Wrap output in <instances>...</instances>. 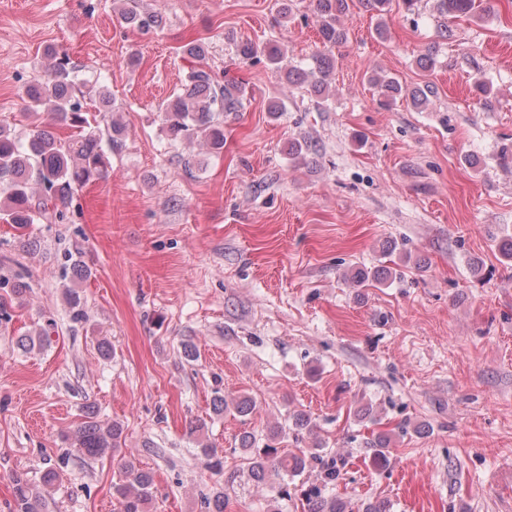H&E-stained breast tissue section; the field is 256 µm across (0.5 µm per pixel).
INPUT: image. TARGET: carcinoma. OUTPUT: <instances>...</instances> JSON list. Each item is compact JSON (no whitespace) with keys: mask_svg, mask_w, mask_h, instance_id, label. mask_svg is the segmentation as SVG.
Segmentation results:
<instances>
[{"mask_svg":"<svg viewBox=\"0 0 512 512\" xmlns=\"http://www.w3.org/2000/svg\"><path fill=\"white\" fill-rule=\"evenodd\" d=\"M393 0H315L314 11L317 27L316 51L310 56L307 67L282 69L284 51L278 45L260 47L252 42L236 44V54L243 60L265 57L269 65L283 72L290 84L304 85L314 94L324 96L329 90L334 59L330 51L344 44L348 32L343 18L351 6L360 4L374 16L382 17L391 12ZM439 16H464L487 22L499 16L497 0H435ZM120 21L129 28L148 33L162 25L155 15L141 13L133 8L119 11ZM180 52L196 61L179 91L167 101L163 108V123L170 140L200 139L210 153L219 155L224 149V125L214 120L215 114L231 115L244 107L245 87L239 81L226 79L219 82L199 61L205 55L203 40L186 38ZM46 55L54 60L52 73L44 78H35L27 87L29 116L33 117L32 129L26 139H21L7 126L0 125V219L19 229L34 223L36 217L62 223L75 192L104 178L110 166L106 150H117L123 146L125 128L110 118L114 109L111 97L99 94L104 129H86L88 120L83 105L75 96L73 78L75 65L70 57L58 55L52 47ZM371 84L377 89L379 104L402 97L410 99L416 108L425 106L428 95L435 93L433 85L408 89L394 77L373 70L369 75ZM478 101L486 109L493 107L492 85L486 81L474 83ZM45 112L55 125L74 131L65 138L43 129L39 123L40 113ZM316 152V146L305 138H294L288 142V157L295 164H307L308 157ZM393 272L381 268L373 272L359 270L353 279L364 284L369 281L382 283ZM67 305L70 320L82 324L88 320L87 311L80 293L68 290ZM212 409L222 414L232 409L241 417L248 416L253 401L248 396H239L231 401L220 392H215ZM316 424L303 412L288 415L285 423L269 430L266 443L257 447L254 433L246 431L239 437V450L249 460L248 477L257 485H271L276 490L269 503L268 512H277L279 500L288 496V478L303 473L308 468L319 471L317 483L306 487L303 496L307 512H347V504L330 495V489L343 476L345 461L322 448L321 444L301 454L289 453L278 447L287 433L297 436L303 432L313 433ZM121 427L116 422L103 420L98 410L88 405L84 408V421L74 433L73 445L78 454L92 459L103 457L120 446ZM391 434L380 433L370 443L371 462L376 467L388 463ZM12 503L8 512H46V499L39 487L31 484L22 474L12 477ZM154 474L126 461L122 464V478L113 485L119 512H150L153 498Z\"/></svg>","mask_w":512,"mask_h":512,"instance_id":"carcinoma-1","label":"carcinoma"}]
</instances>
